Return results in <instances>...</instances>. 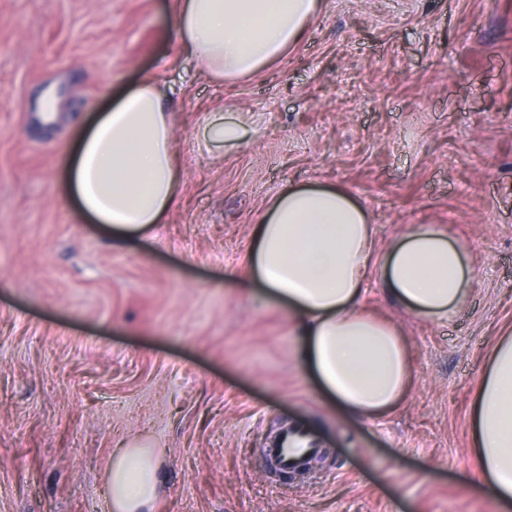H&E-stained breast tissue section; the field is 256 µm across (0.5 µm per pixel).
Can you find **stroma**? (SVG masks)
<instances>
[{
    "mask_svg": "<svg viewBox=\"0 0 512 512\" xmlns=\"http://www.w3.org/2000/svg\"><path fill=\"white\" fill-rule=\"evenodd\" d=\"M170 2L0 0V512H110L106 470L136 440L164 453L152 512H502L469 483L470 405L512 333V0H324L283 59L224 82L168 36ZM145 78L181 202L116 240L69 197L65 149ZM211 112L244 139L200 143ZM306 184L346 190L382 250L439 225L477 272L443 325L370 277L414 369L386 416L337 408L243 276L269 202ZM297 421L324 453L302 477L265 455Z\"/></svg>",
    "mask_w": 512,
    "mask_h": 512,
    "instance_id": "35a3bbf8",
    "label": "stroma"
}]
</instances>
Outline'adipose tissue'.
Returning a JSON list of instances; mask_svg holds the SVG:
<instances>
[{
  "instance_id": "1",
  "label": "adipose tissue",
  "mask_w": 512,
  "mask_h": 512,
  "mask_svg": "<svg viewBox=\"0 0 512 512\" xmlns=\"http://www.w3.org/2000/svg\"><path fill=\"white\" fill-rule=\"evenodd\" d=\"M322 0H174L170 29L216 79L263 71L304 36ZM181 164L163 92L144 80L83 132L67 169L81 212L114 237L147 235L178 201ZM247 266L264 297L283 304L303 338L302 363L344 413L395 411L412 379L400 329L367 308L372 269L417 316L445 324L471 298L475 269L463 247L431 224L411 226L377 252L365 209L333 186H291L255 225ZM477 479L512 512V336L500 337L471 408ZM163 453L136 443L107 470L112 512H149Z\"/></svg>"
}]
</instances>
